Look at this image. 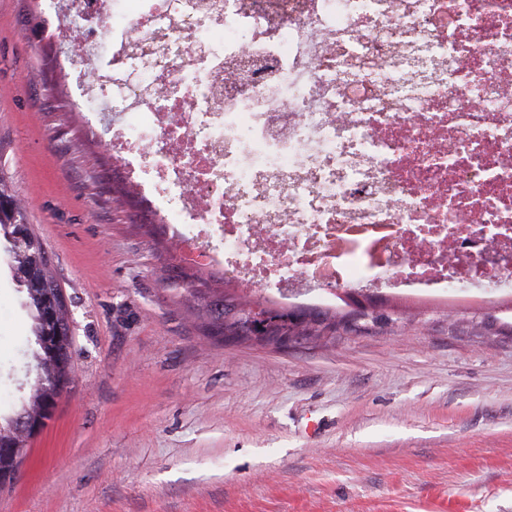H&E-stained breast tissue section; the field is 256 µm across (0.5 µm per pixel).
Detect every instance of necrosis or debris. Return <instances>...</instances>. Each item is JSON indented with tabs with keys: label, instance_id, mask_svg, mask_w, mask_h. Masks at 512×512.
<instances>
[{
	"label": "necrosis or debris",
	"instance_id": "necrosis-or-debris-1",
	"mask_svg": "<svg viewBox=\"0 0 512 512\" xmlns=\"http://www.w3.org/2000/svg\"><path fill=\"white\" fill-rule=\"evenodd\" d=\"M91 141L191 270L512 295V0H42Z\"/></svg>",
	"mask_w": 512,
	"mask_h": 512
}]
</instances>
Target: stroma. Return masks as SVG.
Listing matches in <instances>:
<instances>
[{
  "label": "stroma",
  "mask_w": 512,
  "mask_h": 512,
  "mask_svg": "<svg viewBox=\"0 0 512 512\" xmlns=\"http://www.w3.org/2000/svg\"><path fill=\"white\" fill-rule=\"evenodd\" d=\"M35 0H0V176L67 296L74 382L0 512H512V297L391 294L281 349L201 335L59 91ZM0 246V413L34 380Z\"/></svg>",
  "instance_id": "obj_1"
}]
</instances>
